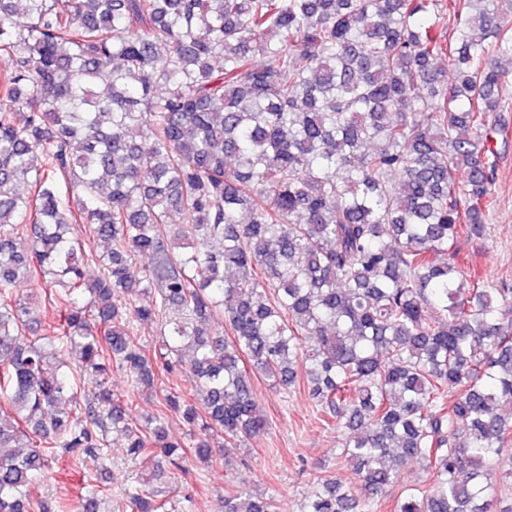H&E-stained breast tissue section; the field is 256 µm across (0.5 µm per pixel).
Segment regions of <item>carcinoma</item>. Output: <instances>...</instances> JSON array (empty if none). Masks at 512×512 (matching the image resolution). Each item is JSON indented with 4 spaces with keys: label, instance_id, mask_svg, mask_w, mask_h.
<instances>
[{
    "label": "carcinoma",
    "instance_id": "carcinoma-1",
    "mask_svg": "<svg viewBox=\"0 0 512 512\" xmlns=\"http://www.w3.org/2000/svg\"><path fill=\"white\" fill-rule=\"evenodd\" d=\"M508 12L512 0H0V512H29L54 449L94 455L110 424L129 454L185 470L161 417L124 422L114 364L149 388L157 366L193 378L197 397L163 404L204 433L191 453L211 465L268 428L251 373L280 390L304 376L352 480L316 479L302 512H375L409 461L429 483L398 512H498L512 288L461 264L456 244L483 237L496 206L488 117L509 76ZM79 224L108 249L85 254ZM87 260L102 277H85ZM20 279L43 294L13 295ZM153 289L177 315L140 304ZM55 300L49 334L26 336ZM132 319L163 329L154 358ZM69 344L75 372L57 361ZM274 501L245 487L224 512ZM130 503L168 512L152 486Z\"/></svg>",
    "mask_w": 512,
    "mask_h": 512
}]
</instances>
